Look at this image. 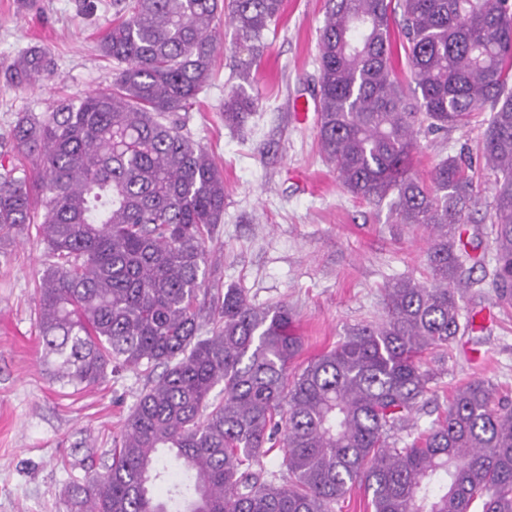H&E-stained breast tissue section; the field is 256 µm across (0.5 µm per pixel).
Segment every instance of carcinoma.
Here are the masks:
<instances>
[{"label": "carcinoma", "instance_id": "cac0c4a2", "mask_svg": "<svg viewBox=\"0 0 512 512\" xmlns=\"http://www.w3.org/2000/svg\"><path fill=\"white\" fill-rule=\"evenodd\" d=\"M415 90L393 73L390 3L325 0L318 43V139L353 197L390 200L396 224L428 235L430 276L385 288L379 323L288 370L300 353L287 304L261 308L242 291L200 302L208 240L224 219V175L184 132L222 47L228 18L247 51L249 81L283 0H114L99 41L112 82L17 121L13 147L37 171L0 174V231L35 225L55 262L36 288L42 359L86 389L121 371L152 373L126 417L106 470L71 481L85 512H334L354 486L373 512H512V405L470 381L448 411L402 448L395 436L445 350L475 317L459 288L469 210L479 196L456 157L429 180L413 172L420 135L485 125L482 156L496 174L492 286L512 304V0H398ZM30 48L17 86L53 74ZM257 100L239 88L224 122L245 125ZM222 386L224 397L211 393ZM279 447L288 482L264 478Z\"/></svg>", "mask_w": 512, "mask_h": 512}]
</instances>
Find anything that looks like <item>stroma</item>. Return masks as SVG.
I'll return each mask as SVG.
<instances>
[{
	"label": "stroma",
	"mask_w": 512,
	"mask_h": 512,
	"mask_svg": "<svg viewBox=\"0 0 512 512\" xmlns=\"http://www.w3.org/2000/svg\"><path fill=\"white\" fill-rule=\"evenodd\" d=\"M0 0V168L35 171L17 155L11 133L24 113L53 111L60 100L112 80L97 44L112 23V0ZM325 0H284L267 48L249 84L235 71L233 30L218 21L224 50L213 76L186 116L224 174V221L208 243V293L233 286L258 307L288 304L302 350L292 371L342 341L356 325L380 318L386 284L429 276L426 232L393 223L388 204L354 198L319 152L317 85L319 28ZM31 47L45 50L55 74L19 88L5 74ZM244 86L258 108L242 128L224 121V100ZM483 125L421 140L413 171L428 178L441 159L461 149L478 153ZM477 223L468 225L482 267L469 275L463 306L476 330L457 337L443 358L425 355L436 377L416 413L424 431L448 409L452 391L489 382L512 401V304L491 285L495 266L490 203L494 173L477 162ZM51 259L35 232L0 238V512H69L70 480L103 472L122 424L151 377L124 372L91 389L52 381L42 365L36 326V284Z\"/></svg>",
	"instance_id": "35a3bbf8"
}]
</instances>
